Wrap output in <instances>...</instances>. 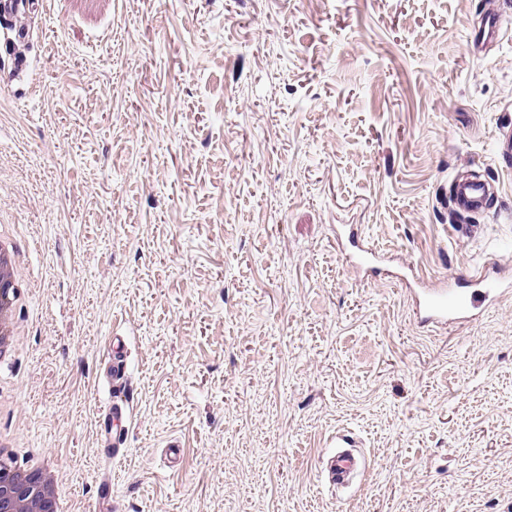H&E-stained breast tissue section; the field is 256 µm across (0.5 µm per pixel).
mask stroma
Here are the masks:
<instances>
[{"label":"stroma","instance_id":"obj_1","mask_svg":"<svg viewBox=\"0 0 512 512\" xmlns=\"http://www.w3.org/2000/svg\"><path fill=\"white\" fill-rule=\"evenodd\" d=\"M512 0H44L0 37V226L20 299L0 434L78 508L512 512V292L417 323L349 274L362 225L425 279L512 260ZM28 65L16 72L14 57ZM498 194L457 210L454 180ZM131 424L103 456L105 343ZM352 435L367 469L330 485ZM183 446L180 459L169 443Z\"/></svg>","mask_w":512,"mask_h":512}]
</instances>
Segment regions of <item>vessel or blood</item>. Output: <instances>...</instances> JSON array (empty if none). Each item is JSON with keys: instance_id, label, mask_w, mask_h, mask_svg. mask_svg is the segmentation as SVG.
<instances>
[{"instance_id": "obj_1", "label": "vessel or blood", "mask_w": 512, "mask_h": 512, "mask_svg": "<svg viewBox=\"0 0 512 512\" xmlns=\"http://www.w3.org/2000/svg\"><path fill=\"white\" fill-rule=\"evenodd\" d=\"M455 206L464 212H480L489 195V186L482 181H462L451 186ZM336 235L346 243L345 257L354 268L365 272L375 271L385 259L386 253L361 237L355 225L340 224ZM417 293L416 317L421 324L447 327L469 322L489 309L497 295L511 285L492 276L488 266H480L466 273L440 278L432 288L421 285L419 274L408 279ZM107 351L110 364L106 372L109 387L107 408L110 422L105 437L112 455H119L129 427V386L127 377V349L123 337L111 336ZM337 452L326 459L327 478L332 485L349 487L361 463L352 452L346 451L344 438H337Z\"/></svg>"}]
</instances>
